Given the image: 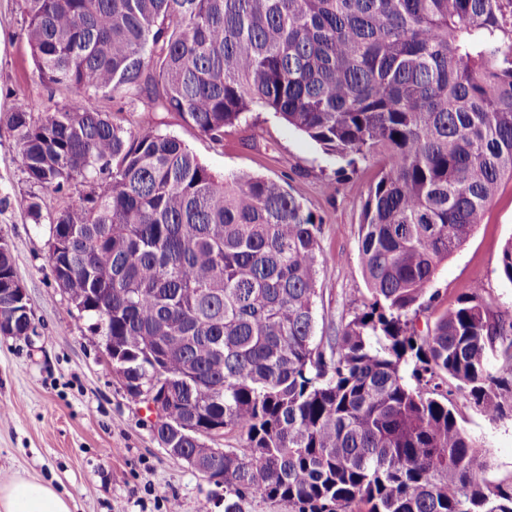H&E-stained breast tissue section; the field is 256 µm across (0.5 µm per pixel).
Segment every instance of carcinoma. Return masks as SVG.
Listing matches in <instances>:
<instances>
[{
  "mask_svg": "<svg viewBox=\"0 0 512 512\" xmlns=\"http://www.w3.org/2000/svg\"><path fill=\"white\" fill-rule=\"evenodd\" d=\"M61 107L6 116L48 194L58 288L127 393L163 394L172 455L221 478L224 512H512L448 380L512 415V323L478 293L420 333L439 264L512 178V0H19ZM142 99L213 142L258 106L340 156L381 154L362 205L370 299L318 335L321 225L272 179L213 173L95 97ZM8 244L0 289L18 288ZM221 428L239 447L215 454Z\"/></svg>",
  "mask_w": 512,
  "mask_h": 512,
  "instance_id": "1",
  "label": "carcinoma"
}]
</instances>
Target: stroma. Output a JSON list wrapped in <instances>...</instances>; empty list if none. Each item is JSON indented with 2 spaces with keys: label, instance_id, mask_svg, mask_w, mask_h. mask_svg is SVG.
Returning <instances> with one entry per match:
<instances>
[{
  "label": "stroma",
  "instance_id": "stroma-1",
  "mask_svg": "<svg viewBox=\"0 0 512 512\" xmlns=\"http://www.w3.org/2000/svg\"><path fill=\"white\" fill-rule=\"evenodd\" d=\"M40 112L65 104L69 91L40 82L17 0H0V237L9 244L24 287L36 336L0 335V485L37 479L67 495L72 512H224V488L169 456L153 431L145 403L131 398L105 360L103 339L89 317L57 287L45 242L48 218L33 220L30 202L45 192L27 181L15 156L16 140L4 118L16 98ZM125 123L155 127L182 140L215 174H255L281 182L320 221L316 314L320 331L350 316L369 293L359 258L362 203L379 164L358 160L342 169L305 134L257 110L226 127L213 143L174 112H147L138 101L100 100ZM512 239V180L505 178L482 220L461 249L438 268L430 285L434 309L418 329L457 306L473 285L492 311L512 321V283L501 272ZM461 425L486 448L488 481L512 479V417L487 419L463 393L453 395Z\"/></svg>",
  "mask_w": 512,
  "mask_h": 512
}]
</instances>
